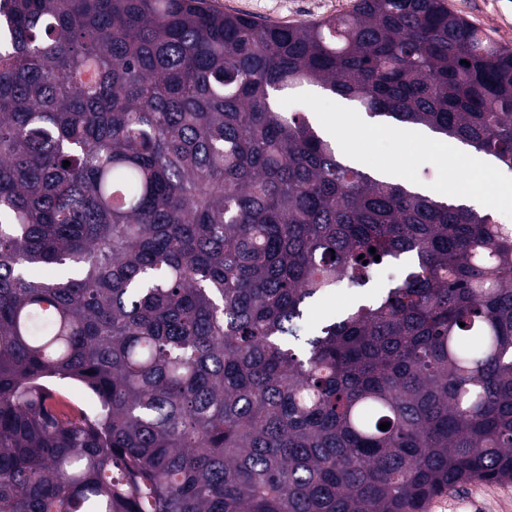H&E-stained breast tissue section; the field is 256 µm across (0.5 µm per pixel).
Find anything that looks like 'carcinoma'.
Here are the masks:
<instances>
[{"label":"carcinoma","mask_w":512,"mask_h":512,"mask_svg":"<svg viewBox=\"0 0 512 512\" xmlns=\"http://www.w3.org/2000/svg\"><path fill=\"white\" fill-rule=\"evenodd\" d=\"M308 85L512 172V50L444 0L291 26L0 0V512H422L512 482V224L350 165L281 105ZM62 381L97 409L58 410ZM387 278L388 273H381L368 285V288L340 291L315 302L308 311L305 332L310 333L314 331L341 307L350 303H356L364 298L372 297L380 290L379 288L387 283Z\"/></svg>","instance_id":"obj_1"}]
</instances>
